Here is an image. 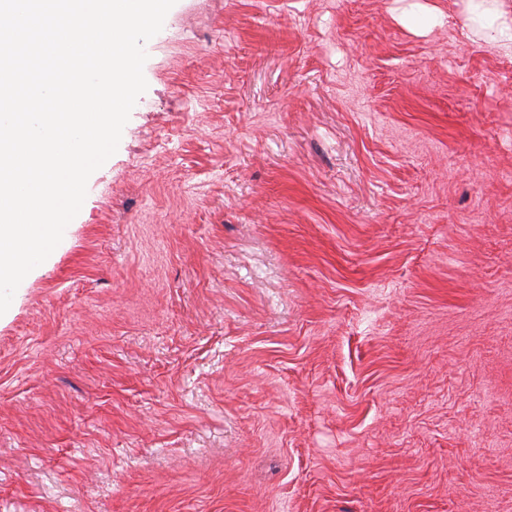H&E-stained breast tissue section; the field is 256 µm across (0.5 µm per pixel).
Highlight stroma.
<instances>
[{"instance_id":"1","label":"stroma","mask_w":512,"mask_h":512,"mask_svg":"<svg viewBox=\"0 0 512 512\" xmlns=\"http://www.w3.org/2000/svg\"><path fill=\"white\" fill-rule=\"evenodd\" d=\"M0 316V512H512V51L464 0H177Z\"/></svg>"}]
</instances>
